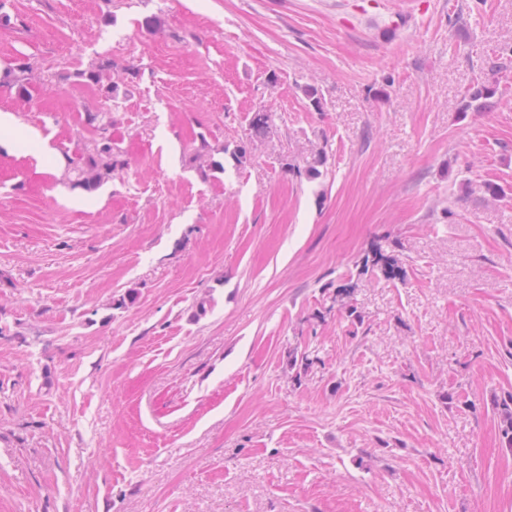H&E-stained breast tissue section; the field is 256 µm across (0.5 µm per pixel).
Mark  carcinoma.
Instances as JSON below:
<instances>
[{
  "mask_svg": "<svg viewBox=\"0 0 512 512\" xmlns=\"http://www.w3.org/2000/svg\"><path fill=\"white\" fill-rule=\"evenodd\" d=\"M29 68L18 65L0 73V87L7 86L23 94L27 90ZM86 122L96 132L92 150L81 158L79 165L74 167L76 181L81 186L91 190L100 186L114 173L126 166L125 159L115 152L112 145V120L99 113L86 114ZM269 115L266 112H255L249 121L250 135L253 138H263L269 133ZM376 272L389 281L402 280L405 271L398 259L384 252L380 247L372 250L362 261L360 273ZM498 410L500 433L505 447L512 450V392L494 399Z\"/></svg>",
  "mask_w": 512,
  "mask_h": 512,
  "instance_id": "1",
  "label": "carcinoma"
}]
</instances>
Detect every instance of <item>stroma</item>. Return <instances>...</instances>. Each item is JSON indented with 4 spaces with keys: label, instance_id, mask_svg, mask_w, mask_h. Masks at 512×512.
Segmentation results:
<instances>
[{
    "label": "stroma",
    "instance_id": "35a3bbf8",
    "mask_svg": "<svg viewBox=\"0 0 512 512\" xmlns=\"http://www.w3.org/2000/svg\"><path fill=\"white\" fill-rule=\"evenodd\" d=\"M0 12V512H512V0ZM86 122L94 128L96 138L92 150L73 169L77 183L91 190L100 186L115 172L122 171L126 161L113 148L110 117L99 112H90L86 115ZM370 271L380 273V275L389 281H399L403 280L405 277L404 268L400 265L398 259L384 252L381 247L372 250L371 254H368L362 261L360 269L361 274ZM494 404L498 410L500 433L505 448L512 451V392L503 397L495 398Z\"/></svg>",
    "mask_w": 512,
    "mask_h": 512
}]
</instances>
